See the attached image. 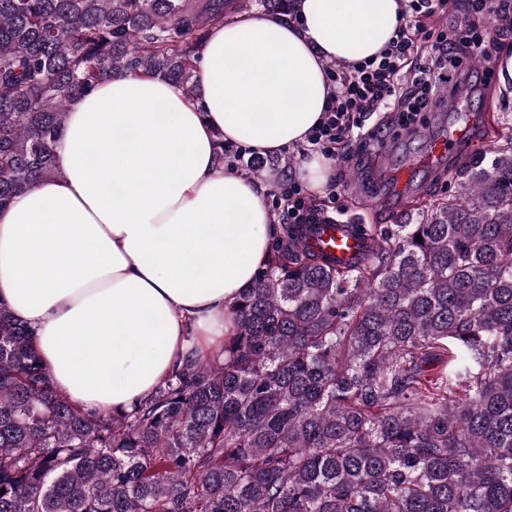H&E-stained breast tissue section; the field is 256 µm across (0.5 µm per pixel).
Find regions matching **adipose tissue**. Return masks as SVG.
Listing matches in <instances>:
<instances>
[{"instance_id": "obj_1", "label": "adipose tissue", "mask_w": 512, "mask_h": 512, "mask_svg": "<svg viewBox=\"0 0 512 512\" xmlns=\"http://www.w3.org/2000/svg\"><path fill=\"white\" fill-rule=\"evenodd\" d=\"M402 0H302L213 27L196 96L116 76L69 106L62 178L0 210V300L32 328L54 389L108 411L151 392L187 351L232 330L225 311L266 261L264 189L225 172L215 134L273 153L304 142L345 67L395 36Z\"/></svg>"}]
</instances>
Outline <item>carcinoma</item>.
I'll list each match as a JSON object with an SVG mask.
<instances>
[{
    "mask_svg": "<svg viewBox=\"0 0 512 512\" xmlns=\"http://www.w3.org/2000/svg\"><path fill=\"white\" fill-rule=\"evenodd\" d=\"M296 0H259L288 20ZM224 0H0V209L45 178L69 103L114 75L192 94ZM355 260L281 224L189 352L110 412L58 394L0 302V512H512V126Z\"/></svg>",
    "mask_w": 512,
    "mask_h": 512,
    "instance_id": "obj_1",
    "label": "carcinoma"
}]
</instances>
